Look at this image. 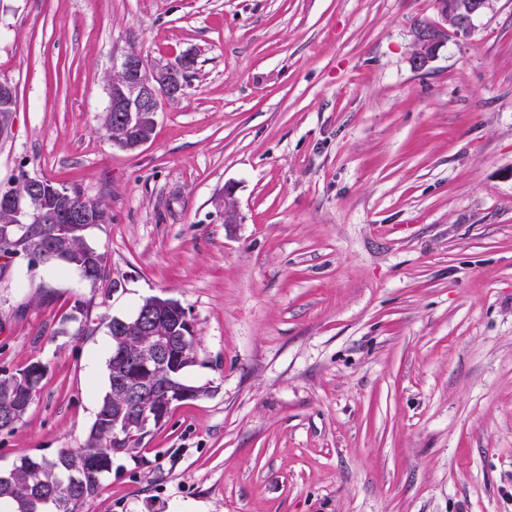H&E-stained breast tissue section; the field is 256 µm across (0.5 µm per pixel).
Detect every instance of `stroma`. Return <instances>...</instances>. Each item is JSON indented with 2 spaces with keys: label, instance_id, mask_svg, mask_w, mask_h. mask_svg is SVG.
<instances>
[{
  "label": "stroma",
  "instance_id": "35a3bbf8",
  "mask_svg": "<svg viewBox=\"0 0 512 512\" xmlns=\"http://www.w3.org/2000/svg\"><path fill=\"white\" fill-rule=\"evenodd\" d=\"M438 19L435 0H0V185L23 170L104 204L86 241L110 271L19 262L0 283V373L48 366L0 470L84 445L109 321L161 295L194 322L205 393L81 512H512V0L414 70ZM131 50L195 59L136 151L102 128ZM0 103L6 110L9 109L7 115L10 119L6 121L0 131V139L9 138L14 129L15 112H16V89L14 84L7 77H0Z\"/></svg>",
  "mask_w": 512,
  "mask_h": 512
}]
</instances>
